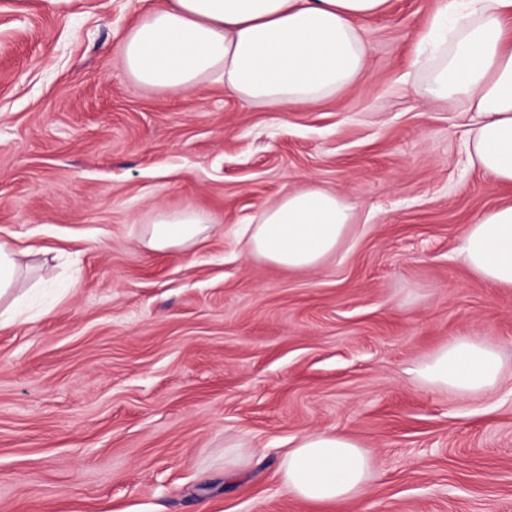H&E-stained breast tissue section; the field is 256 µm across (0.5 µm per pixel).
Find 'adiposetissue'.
Here are the masks:
<instances>
[{
  "mask_svg": "<svg viewBox=\"0 0 512 512\" xmlns=\"http://www.w3.org/2000/svg\"><path fill=\"white\" fill-rule=\"evenodd\" d=\"M390 0H163L127 33L121 56L139 84L172 93L206 76L253 105L280 112L314 106L365 73L370 52L362 21L385 14ZM429 32L428 96L466 103L473 166L512 185V0H448ZM353 222L336 192L306 185L266 207L247 242L250 254L288 269L321 266ZM212 226L192 211L157 212L145 225L150 251H187ZM462 253L469 268L495 287L512 290V205L468 225ZM27 252L0 236V328L24 315L15 292ZM503 362L495 347L461 337L416 370L421 379L466 397L492 392ZM288 492L341 508L373 477L370 455L340 431L300 436L280 460Z\"/></svg>",
  "mask_w": 512,
  "mask_h": 512,
  "instance_id": "ef3b65f1",
  "label": "adipose tissue"
}]
</instances>
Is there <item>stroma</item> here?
<instances>
[{
    "instance_id": "35a3bbf8",
    "label": "stroma",
    "mask_w": 512,
    "mask_h": 512,
    "mask_svg": "<svg viewBox=\"0 0 512 512\" xmlns=\"http://www.w3.org/2000/svg\"><path fill=\"white\" fill-rule=\"evenodd\" d=\"M158 2L0 0V230L34 249L20 289L71 285L0 329V512H325L278 466L328 429L374 468L344 512H512V290L460 253L512 189L471 166L464 105L423 94L442 0H392L365 75L291 112L133 82L121 42ZM307 184L354 209L336 254H249L242 226ZM160 209L214 229L151 252ZM459 336L499 351L492 393L414 374ZM243 444L238 438H228L224 441V471L232 473L240 470L247 459Z\"/></svg>"
}]
</instances>
